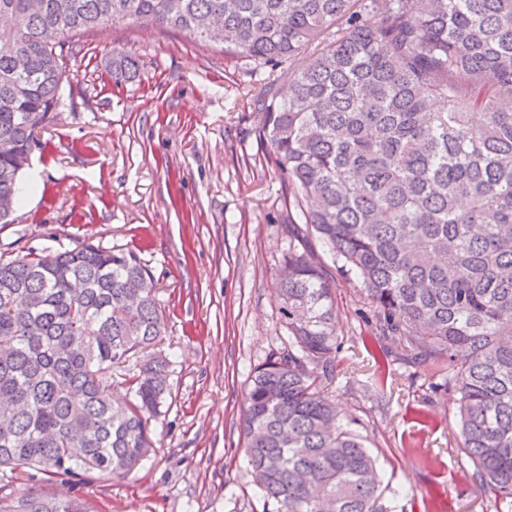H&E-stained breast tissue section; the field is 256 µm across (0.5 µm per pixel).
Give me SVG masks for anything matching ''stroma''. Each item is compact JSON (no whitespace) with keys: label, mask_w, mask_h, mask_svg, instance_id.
Returning a JSON list of instances; mask_svg holds the SVG:
<instances>
[{"label":"stroma","mask_w":512,"mask_h":512,"mask_svg":"<svg viewBox=\"0 0 512 512\" xmlns=\"http://www.w3.org/2000/svg\"><path fill=\"white\" fill-rule=\"evenodd\" d=\"M28 169L32 198L0 224V257L92 242L137 250L156 283L169 395L153 458L125 478L55 484L0 470V498L58 490L92 512H264L240 420L254 365L286 336L275 271L288 240L285 185L255 135L245 62L189 35L116 22L81 37ZM136 63L117 83L111 63ZM342 340L328 391L355 421L391 512H495L458 446L457 395L432 391L370 339L354 277L334 282Z\"/></svg>","instance_id":"1"}]
</instances>
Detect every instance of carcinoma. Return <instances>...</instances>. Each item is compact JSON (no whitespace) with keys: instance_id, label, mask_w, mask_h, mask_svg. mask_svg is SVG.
Returning <instances> with one entry per match:
<instances>
[{"instance_id":"carcinoma-1","label":"carcinoma","mask_w":512,"mask_h":512,"mask_svg":"<svg viewBox=\"0 0 512 512\" xmlns=\"http://www.w3.org/2000/svg\"><path fill=\"white\" fill-rule=\"evenodd\" d=\"M42 2L0 0V202L12 208L72 38L127 20L202 42L218 29L245 59L256 132L288 190V340L253 368L241 423L265 512H384L376 460L318 391L341 348L334 269L356 276L383 355L448 371L431 389L459 394V447L512 506V0ZM164 330L133 249L0 258V467L50 482L141 467L167 394L170 360L148 352ZM139 353L132 399L112 400L105 370ZM0 512L89 509L28 493Z\"/></svg>"}]
</instances>
